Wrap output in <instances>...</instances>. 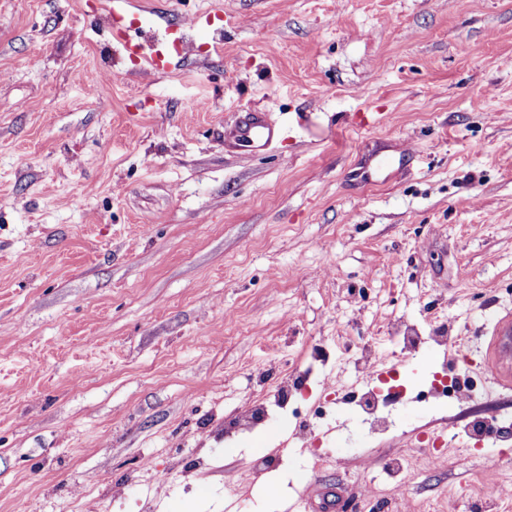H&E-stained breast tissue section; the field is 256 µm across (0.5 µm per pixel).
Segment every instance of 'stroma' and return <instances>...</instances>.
Masks as SVG:
<instances>
[{"label":"stroma","mask_w":512,"mask_h":512,"mask_svg":"<svg viewBox=\"0 0 512 512\" xmlns=\"http://www.w3.org/2000/svg\"><path fill=\"white\" fill-rule=\"evenodd\" d=\"M110 9L0 0V512H512V474L461 495L512 454L456 461L469 421L512 428L477 351L481 403L412 393L382 431L345 404L305 442L278 409L224 437L292 364L306 409L361 391L367 346L418 385L434 335L477 347L512 313V0H137L125 22L184 45L160 74ZM253 106L280 135L240 155L224 131ZM367 139L391 182L358 185ZM270 418V413L265 412L263 402L260 400L255 401L244 411L240 420L224 427V435L233 436L246 434L253 426L266 423Z\"/></svg>","instance_id":"stroma-1"}]
</instances>
